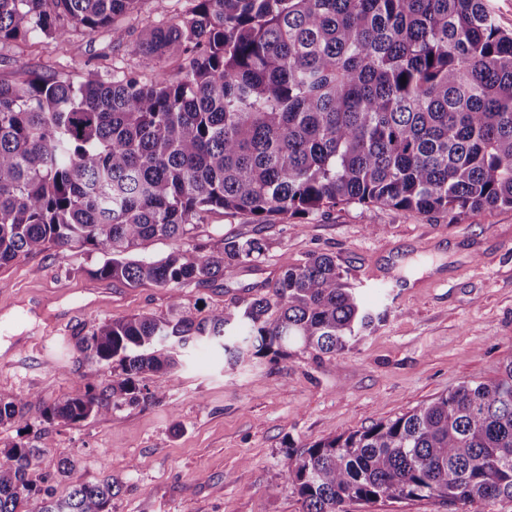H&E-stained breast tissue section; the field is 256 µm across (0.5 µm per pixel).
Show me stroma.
<instances>
[{
  "label": "stroma",
  "mask_w": 512,
  "mask_h": 512,
  "mask_svg": "<svg viewBox=\"0 0 512 512\" xmlns=\"http://www.w3.org/2000/svg\"><path fill=\"white\" fill-rule=\"evenodd\" d=\"M142 26L122 19L56 50L42 36L19 49L0 45V79L54 68L80 81L104 54L130 63ZM264 237L251 265L210 284L183 285L186 306H231L266 293L287 267L313 252L335 257L362 298L388 309L384 322L329 361L301 352L228 366L194 349L158 398L78 423L48 422L45 408L115 375L83 360L76 337L93 325L138 314L161 317L168 289L91 276L98 251L51 247L0 268V398L24 396V417L0 428V448L23 437L42 448L33 482L65 497L71 480L112 477V512H302L284 468L288 449L395 418L462 382L495 378L512 358V208L452 222L389 207L339 205L305 219L261 226L217 210L204 214L197 242ZM69 311L59 333L46 317ZM75 462L73 479L59 475Z\"/></svg>",
  "instance_id": "1"
}]
</instances>
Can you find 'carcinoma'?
I'll return each instance as SVG.
<instances>
[{"mask_svg": "<svg viewBox=\"0 0 512 512\" xmlns=\"http://www.w3.org/2000/svg\"><path fill=\"white\" fill-rule=\"evenodd\" d=\"M137 2L0 0V44L43 35L62 50ZM144 30L128 46L133 65L110 81L50 69L0 81V267L81 244L102 254L92 275L170 289L168 316L102 322L78 338L83 359L121 373L51 404L50 420L156 396L189 345L219 347L233 365L292 349L331 360L385 320L334 256L316 252L242 305L186 309L182 285L268 250L263 237L190 243L205 213L274 224L340 204L452 221L512 208V30L488 0H192ZM159 239L167 255H140ZM25 407L1 399L0 428ZM41 460L22 440L0 449V512H26L31 499L38 512H111L112 478L55 499L27 479ZM285 468L303 512L411 499L471 512L512 498V359L394 419L290 448Z\"/></svg>", "mask_w": 512, "mask_h": 512, "instance_id": "obj_1", "label": "carcinoma"}]
</instances>
